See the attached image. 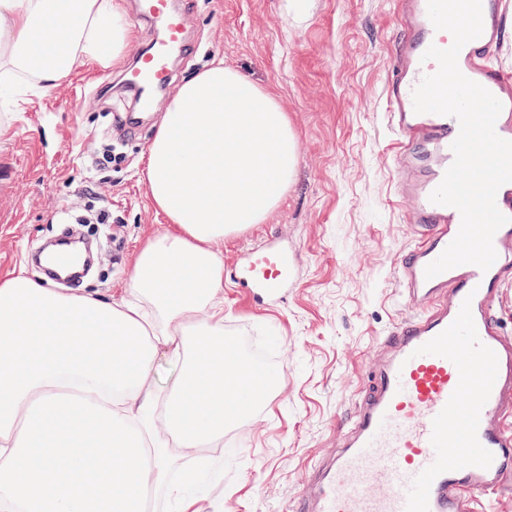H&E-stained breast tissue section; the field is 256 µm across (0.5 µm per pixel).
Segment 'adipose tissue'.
<instances>
[{"label": "adipose tissue", "instance_id": "obj_1", "mask_svg": "<svg viewBox=\"0 0 512 512\" xmlns=\"http://www.w3.org/2000/svg\"><path fill=\"white\" fill-rule=\"evenodd\" d=\"M121 0H0V96L119 58ZM296 137L275 97L216 62L183 83L147 150L164 230L138 251L120 296L0 276V512H144L171 483V435L193 456L243 420L246 360L226 358L225 238L264 223L288 192ZM180 363L167 387L159 358Z\"/></svg>", "mask_w": 512, "mask_h": 512}]
</instances>
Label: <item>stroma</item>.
Returning <instances> with one entry per match:
<instances>
[{
  "label": "stroma",
  "mask_w": 512,
  "mask_h": 512,
  "mask_svg": "<svg viewBox=\"0 0 512 512\" xmlns=\"http://www.w3.org/2000/svg\"><path fill=\"white\" fill-rule=\"evenodd\" d=\"M397 0H193L188 42L174 55V94L213 61L272 91L298 145L296 174L267 221L224 241V331L277 365V400L211 449L197 512H290L312 469L343 447L381 341L409 315L397 267L418 245L398 192L397 135L385 84L398 35ZM116 65L72 72L38 95L0 98V275L24 269L61 291L122 288L141 241L166 217L152 203L144 155L167 106L133 127L121 84L160 38L145 22ZM111 152L103 169L95 157ZM112 213L87 274L59 281L31 255L75 231L92 204ZM278 239L294 252L295 280L255 300L234 276L243 250Z\"/></svg>",
  "instance_id": "35a3bbf8"
}]
</instances>
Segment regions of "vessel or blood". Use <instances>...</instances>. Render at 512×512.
I'll return each instance as SVG.
<instances>
[{
	"mask_svg": "<svg viewBox=\"0 0 512 512\" xmlns=\"http://www.w3.org/2000/svg\"><path fill=\"white\" fill-rule=\"evenodd\" d=\"M482 12L483 32L460 50L458 67L502 102L496 132L512 140V70L490 58L505 41L512 11L505 0H482ZM148 13L163 38L126 73L145 96L166 85L168 61L184 41L183 17L169 0H150ZM397 15L386 116L399 136L395 161L420 235L399 262L406 303L415 314L385 337L389 356L368 377L345 448L312 473L291 512H481L512 483V430L502 423L503 396L512 392V343L501 337L496 305L512 281V183L496 196L510 222L494 236L492 266L484 271L464 264L426 278V266L461 225L458 210L430 200L454 160L459 123L415 112L412 94L438 68L425 59L426 50L449 48L453 37L434 28L427 0H399ZM294 272V257L276 248L235 274L245 287L272 296ZM274 374L252 362L245 380L255 386L253 403L267 392L261 378Z\"/></svg>",
	"mask_w": 512,
	"mask_h": 512,
	"instance_id": "1",
	"label": "vessel or blood"
}]
</instances>
